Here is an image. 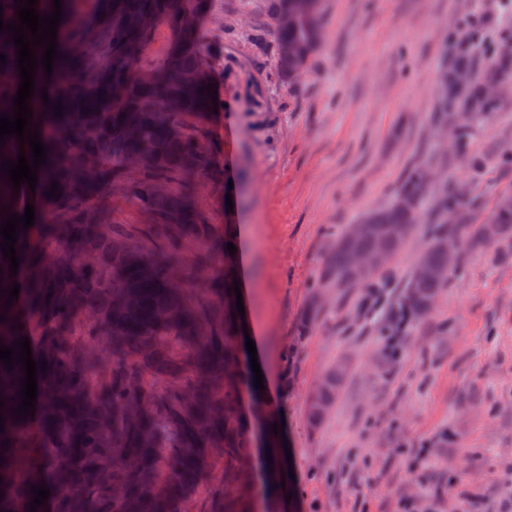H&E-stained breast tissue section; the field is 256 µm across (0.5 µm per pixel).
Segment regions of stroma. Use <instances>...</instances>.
Wrapping results in <instances>:
<instances>
[{
    "mask_svg": "<svg viewBox=\"0 0 512 512\" xmlns=\"http://www.w3.org/2000/svg\"><path fill=\"white\" fill-rule=\"evenodd\" d=\"M208 36L224 108L202 133L224 180L196 187L213 224L239 243L243 321L288 383L271 391L288 420L295 477L275 512H486L512 499V240L466 251L431 313L389 357L388 313L428 244L418 225L377 289L320 287L334 236L392 202L407 173L435 175L428 202L466 183L470 223L512 192V94L469 119L462 151L440 148L439 76L456 42L482 71L512 39V0H325L326 41L305 74L283 80L267 0H212ZM483 158L473 172L467 155ZM321 314L298 324L313 298ZM345 362L344 386L318 430L310 394Z\"/></svg>",
    "mask_w": 512,
    "mask_h": 512,
    "instance_id": "1",
    "label": "stroma"
}]
</instances>
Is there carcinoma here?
Instances as JSON below:
<instances>
[{
  "label": "carcinoma",
  "mask_w": 512,
  "mask_h": 512,
  "mask_svg": "<svg viewBox=\"0 0 512 512\" xmlns=\"http://www.w3.org/2000/svg\"><path fill=\"white\" fill-rule=\"evenodd\" d=\"M89 12L63 20L66 41L55 65L51 107L39 133L47 161L38 168L35 222L19 232L22 305L4 309L0 344L29 337L37 347L35 415L17 421L20 367L0 361V512H29L32 487L50 497L37 512H188L205 491L209 512H255L250 430L242 395L252 387L243 368L236 314L224 305L235 295L237 258L229 254L236 226L210 224L192 202L195 181L219 180L214 145L189 130L214 112L210 43L203 30L210 0H90ZM276 27V65L288 79L307 68L326 40L323 0ZM168 33L158 62L142 59L159 30ZM295 46L298 53H288ZM469 47L458 50L443 111L481 115L501 100L493 80L512 81V54L497 52L483 73L468 72ZM14 77L0 65V105L10 103ZM63 104V113L55 106ZM147 146L153 154H143ZM57 183L59 198L46 197ZM420 169L411 170L396 199L367 212L368 232L333 240L322 279L337 288H371L348 274L350 251L397 255L422 223L427 194ZM135 206L145 224H115L112 195ZM487 220L498 237L512 235V208L494 206ZM462 247L483 243L455 224ZM448 231V232H450ZM431 239L421 259L438 271L412 273L392 323L401 330L428 314V300L448 286L458 262ZM343 379L327 375L315 390L321 409L308 406L318 428L336 403Z\"/></svg>",
  "instance_id": "1"
}]
</instances>
